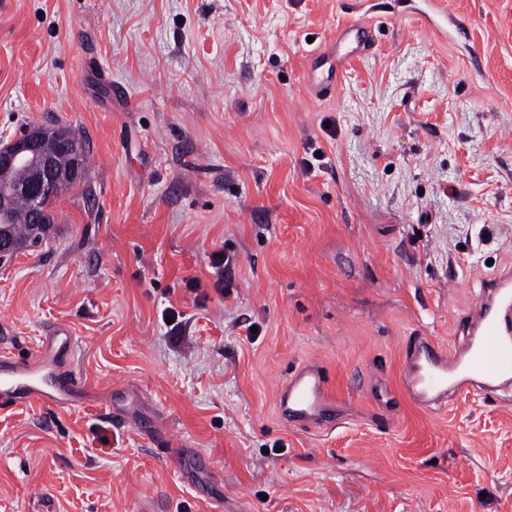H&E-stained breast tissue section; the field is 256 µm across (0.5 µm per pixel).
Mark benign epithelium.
<instances>
[{"label": "benign epithelium", "instance_id": "benign-epithelium-1", "mask_svg": "<svg viewBox=\"0 0 512 512\" xmlns=\"http://www.w3.org/2000/svg\"><path fill=\"white\" fill-rule=\"evenodd\" d=\"M56 138L70 157V164L64 170L57 166L53 156L45 152L48 133L43 128H29L8 145L0 147V175L20 165L28 168V176L23 181H0V213L10 208L15 195L23 194L31 204V223L39 224L45 199L59 192L62 182H74L82 176L81 143L63 133Z\"/></svg>", "mask_w": 512, "mask_h": 512}]
</instances>
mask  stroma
Here are the masks:
<instances>
[{
    "label": "stroma",
    "instance_id": "35a3bbf8",
    "mask_svg": "<svg viewBox=\"0 0 512 512\" xmlns=\"http://www.w3.org/2000/svg\"><path fill=\"white\" fill-rule=\"evenodd\" d=\"M349 23L374 46L313 96ZM37 125L87 164L0 263V353L66 323L89 397L0 407V512H512V386L429 409L401 381L512 268V0H10L0 140ZM307 361L334 429L276 413ZM324 57L319 54L315 55L310 65V81L309 86L315 95L325 94L329 91V87L337 82L335 70L330 71V67L326 73L321 70L327 62H323ZM140 434L153 445H162L166 451L172 449L173 440L166 432L158 427L157 424L150 419L139 420L135 423Z\"/></svg>",
    "mask_w": 512,
    "mask_h": 512
}]
</instances>
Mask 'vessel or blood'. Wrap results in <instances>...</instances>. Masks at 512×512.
I'll list each match as a JSON object with an SVG mask.
<instances>
[{
  "label": "vessel or blood",
  "instance_id": "1",
  "mask_svg": "<svg viewBox=\"0 0 512 512\" xmlns=\"http://www.w3.org/2000/svg\"><path fill=\"white\" fill-rule=\"evenodd\" d=\"M336 43L362 55L372 48L370 28L351 23L338 29ZM337 81L335 71L324 68L322 56L310 65L311 90L327 93ZM76 338L71 329L56 324L47 330L36 354L15 359L0 356V406L45 402L65 410L84 397L86 385L73 373L71 359ZM512 382V275L502 274L483 289L471 319V336L465 346L447 353L436 340L416 337L405 357L402 385L424 407H445L448 394L464 386L492 391L495 384ZM285 422L330 427L337 421L336 400L322 367L315 362L299 366L281 388L276 402ZM136 428L151 444L172 447L173 440L149 419Z\"/></svg>",
  "mask_w": 512,
  "mask_h": 512
}]
</instances>
